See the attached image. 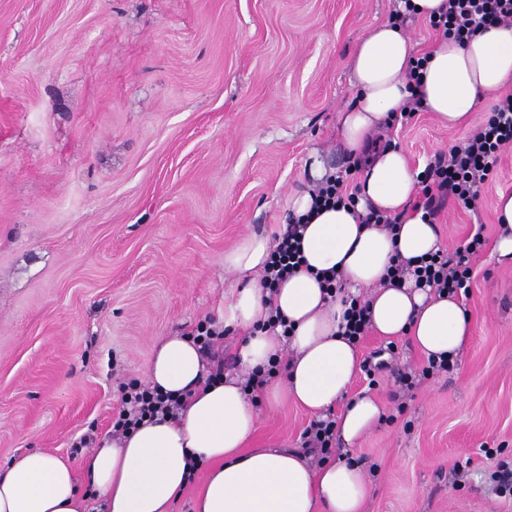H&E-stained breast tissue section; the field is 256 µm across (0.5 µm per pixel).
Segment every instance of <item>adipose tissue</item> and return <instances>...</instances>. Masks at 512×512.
<instances>
[{
  "label": "adipose tissue",
  "instance_id": "ef3b65f1",
  "mask_svg": "<svg viewBox=\"0 0 512 512\" xmlns=\"http://www.w3.org/2000/svg\"><path fill=\"white\" fill-rule=\"evenodd\" d=\"M414 61L410 39L390 22L370 28L356 45L349 62L354 102L339 112L338 125L345 151L364 170L361 197L354 207L321 209L314 208L311 193L294 198L292 216L305 225L306 268L270 295L259 281L272 249L267 235H245L224 254L225 270L245 283L224 304L225 327L246 333L239 365L251 372L289 357L285 384L264 388L272 404L291 400L325 412L342 399L359 369V351L340 329L345 306L317 280L322 270L341 272L351 293L368 290L371 328L379 335H410L425 356L449 360L470 341V320L458 298L388 282L394 255L416 258L441 242L435 225L407 214L418 191L416 175L405 152L381 145L379 136L413 95L442 125L468 124L480 102L512 83V26L491 27L461 45L440 41L422 67ZM370 209L400 215V228L392 233L362 223ZM274 307L293 324L290 339L267 329ZM206 376V362L191 339H163L146 377L183 399L178 417L102 441L82 463L84 486L69 462L45 452L14 459L0 472V512H91L96 497L103 512H169L192 465L203 463L209 470L195 512H362L371 485L359 465L315 467L299 452L250 448L260 423L254 399L238 376L217 382ZM384 417L380 403L361 396L339 415L337 431L352 446Z\"/></svg>",
  "mask_w": 512,
  "mask_h": 512
}]
</instances>
